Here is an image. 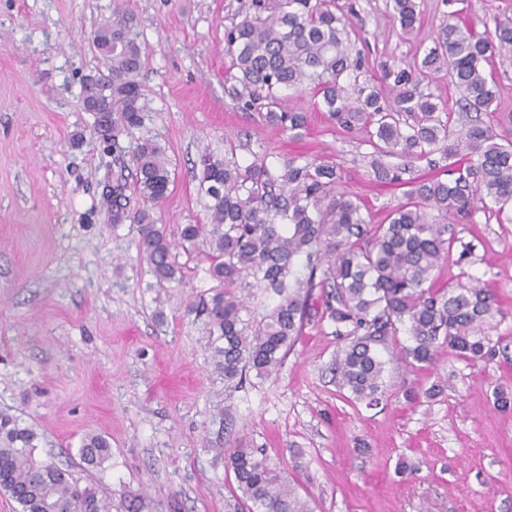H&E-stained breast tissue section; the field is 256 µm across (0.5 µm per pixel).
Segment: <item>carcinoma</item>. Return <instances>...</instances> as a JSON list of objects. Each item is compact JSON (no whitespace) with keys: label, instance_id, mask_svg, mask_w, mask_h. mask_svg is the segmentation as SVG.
I'll list each match as a JSON object with an SVG mask.
<instances>
[{"label":"carcinoma","instance_id":"obj_1","mask_svg":"<svg viewBox=\"0 0 512 512\" xmlns=\"http://www.w3.org/2000/svg\"><path fill=\"white\" fill-rule=\"evenodd\" d=\"M391 18L404 33L418 18L416 0H389ZM238 16L225 32L231 58L227 88L245 108L261 105L273 124L298 136L308 123L300 107L285 103L282 90L321 98L343 131L363 129L373 148L377 181L403 190L404 201L373 224L368 207L337 189L336 164L324 160H281L271 152L243 165L236 145L225 140L224 156L200 160L199 186L211 199L207 223L184 224L172 239L149 204L165 199L171 169L164 148L154 139L130 146L135 186L147 205L128 209L126 183L118 177L104 197L112 224L137 226V249L157 282L182 281L175 250L205 253L209 273L220 288L210 300L187 311L206 316L214 361L224 381L251 369L277 371L310 324L330 323L344 345L334 373L340 387L367 404L378 402L385 362L378 346L404 331L411 344L401 359L419 369L431 366L439 350L476 362L491 351L485 324L496 299L483 288L438 290L427 286L433 272L453 262L454 227L448 217L469 218L483 209L499 222L512 223V140L498 134L499 113L491 106L499 89L484 64L512 54V17L494 19V29L448 23L435 46L409 68L380 63L381 80L391 100L377 88L349 91L365 57L344 38L351 21L336 0H239ZM135 19L124 0H112V14L98 24L93 45L111 75H89L83 103H100L94 128L114 152L120 138L144 126L148 117L140 81L144 66ZM462 90L468 109L489 122L471 124L457 135L450 113L439 107L423 82L439 73ZM438 153L448 161L444 177L414 174L415 163ZM436 215H431L430 211ZM260 288L278 302L260 320L243 317V293ZM36 433L20 419L0 414V490L21 512H112V502L92 487H80L64 469L38 462ZM233 472L237 500L247 512H310L288 477L255 448H222ZM83 463L99 467L111 455L106 440L89 435L81 448Z\"/></svg>","mask_w":512,"mask_h":512}]
</instances>
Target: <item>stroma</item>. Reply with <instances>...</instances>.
Instances as JSON below:
<instances>
[{"label":"stroma","mask_w":512,"mask_h":512,"mask_svg":"<svg viewBox=\"0 0 512 512\" xmlns=\"http://www.w3.org/2000/svg\"><path fill=\"white\" fill-rule=\"evenodd\" d=\"M352 2L371 86L380 62L421 59L449 11L420 0V22L405 35L386 0ZM125 5L150 108L132 137L158 140L171 162V191L153 208L169 231L205 222L199 160L223 155L228 135L244 163L265 150L335 162L340 190L363 200L374 223L401 200L374 179L364 134L342 132L310 95L298 101L308 114L298 137L228 95L224 31L238 0ZM111 11L112 0H0V413L37 433L36 459L70 467L86 436H103L111 457L78 478L135 512H234L222 451L239 443L293 479L312 512H512V413L493 397L512 392V223L481 211L455 218L461 261L432 280L496 293L488 358L444 352L412 369L396 359L409 342L399 335L383 351L385 393L369 407L336 383L341 342L330 326L310 325L277 372L225 383L203 318L186 311L218 286L205 254H179L181 283H157L135 225L113 226L102 204L104 182L134 180L82 104V81L100 65L92 33ZM439 380L434 399L403 395Z\"/></svg>","instance_id":"1"}]
</instances>
